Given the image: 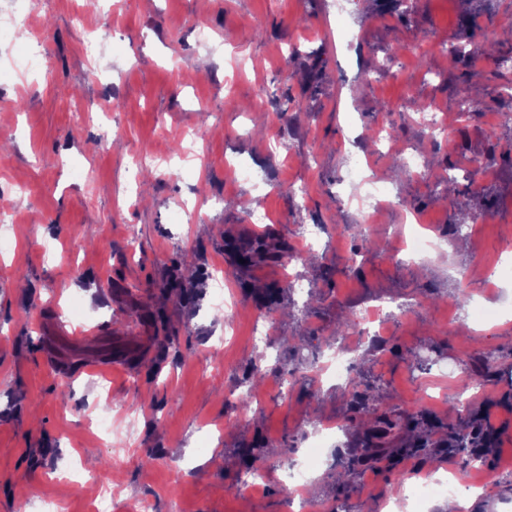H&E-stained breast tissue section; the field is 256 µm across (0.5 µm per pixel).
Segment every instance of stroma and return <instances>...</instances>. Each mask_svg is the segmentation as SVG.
<instances>
[{
	"label": "stroma",
	"instance_id": "35a3bbf8",
	"mask_svg": "<svg viewBox=\"0 0 512 512\" xmlns=\"http://www.w3.org/2000/svg\"><path fill=\"white\" fill-rule=\"evenodd\" d=\"M89 9L88 0H44L39 24L53 65L19 88L7 75L18 39L0 33V127L12 131L0 138V197L15 209L14 223L0 224L11 242L0 249V512L38 510L46 498L91 512L105 485L116 492L112 512H134L143 500L150 512H170L175 499L182 512H289L280 465L305 453L304 430L336 421L346 428L319 451L311 502L361 512L371 499L382 508L401 478L468 474L453 438L479 422H460L462 397L488 409L494 430L480 464L496 467L498 480L474 512H512V321L464 331L451 322L462 271L473 274V304L512 308V280L488 283L481 266L512 244V125L497 120L512 104V0H415L407 14L391 0H127L115 13ZM78 12L116 30L97 62L84 56ZM198 25L222 50L198 45ZM488 28L497 34L490 53L478 48ZM464 44L476 51L463 60L455 49ZM394 47L400 59L382 67ZM98 65L111 68L112 87ZM105 99L120 108L84 121L71 109ZM425 110L446 119V133L429 134L418 121ZM104 125L112 137L103 146ZM380 125L407 149L409 168L371 144ZM353 152L444 237L440 252L386 259L399 219L384 210L370 226L371 254L351 264L350 241L335 230L360 219L347 204ZM475 160L485 167L477 190L465 176ZM229 161L250 169V180H238ZM183 200L200 204L194 223L175 217ZM255 208L269 215L271 240L292 247L319 225L313 257L235 268L225 244L251 246L246 213ZM475 216L484 219L475 240L449 235ZM216 272L238 308L214 375L207 340L224 333L223 313L209 308ZM290 272L304 292L262 306L263 290ZM72 295L99 329L94 340L72 342L52 328ZM371 305L385 311L386 346L357 343L348 358L357 386L378 394L398 426L367 457L366 411L335 380L316 382L301 354L331 353L338 319ZM263 315L272 330L260 347ZM118 348L135 354L129 368L82 372ZM427 358L447 364L452 378L429 373ZM292 369L303 378L282 389ZM466 372L481 379L465 389ZM104 390L128 413V447L92 434ZM253 390L263 405L239 409ZM87 455L97 466L79 468ZM259 465L266 479L246 491Z\"/></svg>",
	"mask_w": 512,
	"mask_h": 512
}]
</instances>
